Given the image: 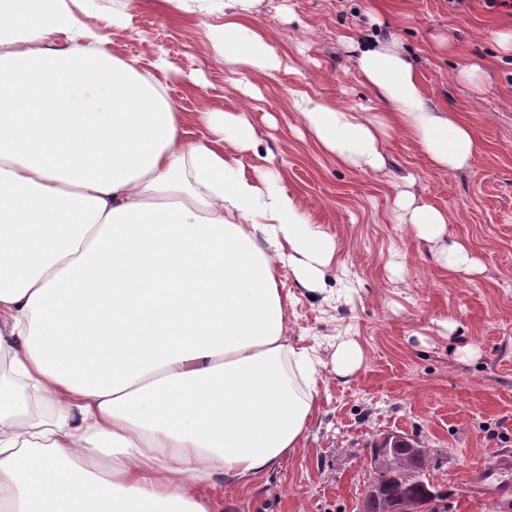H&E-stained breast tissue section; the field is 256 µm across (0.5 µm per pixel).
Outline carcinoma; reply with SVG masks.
<instances>
[{"label":"carcinoma","mask_w":512,"mask_h":512,"mask_svg":"<svg viewBox=\"0 0 512 512\" xmlns=\"http://www.w3.org/2000/svg\"><path fill=\"white\" fill-rule=\"evenodd\" d=\"M374 448H389L391 454L397 457L399 463L385 473L377 474L384 479V495L393 502L396 512H407L421 498H428L431 504L430 512H447L444 495L437 490L432 471L438 468V463L432 461L429 454H424L418 460L411 458L410 442L400 438L372 441Z\"/></svg>","instance_id":"1"}]
</instances>
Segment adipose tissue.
Masks as SVG:
<instances>
[{"instance_id":"adipose-tissue-1","label":"adipose tissue","mask_w":512,"mask_h":512,"mask_svg":"<svg viewBox=\"0 0 512 512\" xmlns=\"http://www.w3.org/2000/svg\"><path fill=\"white\" fill-rule=\"evenodd\" d=\"M254 2L224 0L210 38L271 76ZM356 52L388 110L297 92L317 145L382 175L394 129L432 168L469 167L474 131L429 105L399 39ZM195 121L61 0H0V512H215L211 489L304 445L319 375L279 284L323 288L336 245L279 173L246 171V110ZM394 212L449 277L480 273L451 213L407 190Z\"/></svg>"}]
</instances>
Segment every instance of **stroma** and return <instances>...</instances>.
Here are the masks:
<instances>
[{
	"label": "stroma",
	"mask_w": 512,
	"mask_h": 512,
	"mask_svg": "<svg viewBox=\"0 0 512 512\" xmlns=\"http://www.w3.org/2000/svg\"><path fill=\"white\" fill-rule=\"evenodd\" d=\"M113 0H63L80 30L123 58L149 62L163 53L157 78L185 116L203 107L246 108L257 152L245 167L275 170L298 194L311 222L337 253L326 289L310 295L284 278L290 344L320 361L319 409L303 448L251 486L217 487L218 512H359L372 472L370 443L405 433L439 463L434 481L448 512H512V495L477 499L498 452L512 451V7L467 0H258L255 25L282 53L275 78H255V99L232 83L210 39L221 8L171 17L157 0L112 18ZM397 36L411 56L430 104L470 125L480 143L468 168H431L401 133L384 142L388 176L343 165L314 142L291 106L292 94L388 106L361 81L349 43L366 34ZM481 68L480 88L458 76ZM410 187L455 214L448 236L466 241L481 273L456 281L428 244L394 224L396 194ZM353 342L362 365L332 370L338 344ZM472 345L476 357L464 352Z\"/></svg>",
	"instance_id": "35a3bbf8"
}]
</instances>
